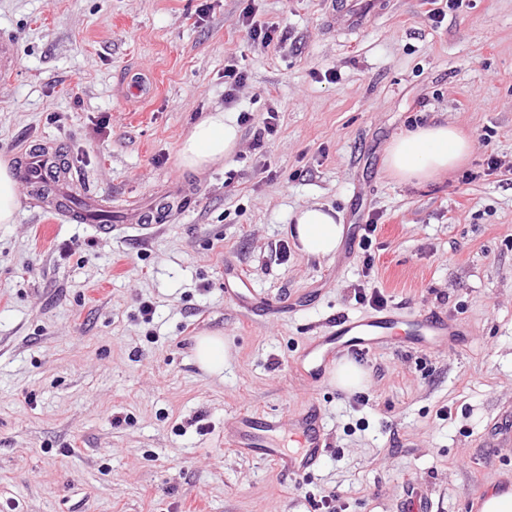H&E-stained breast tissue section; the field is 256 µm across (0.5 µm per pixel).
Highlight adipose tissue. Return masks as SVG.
I'll return each mask as SVG.
<instances>
[{"instance_id": "ef3b65f1", "label": "adipose tissue", "mask_w": 512, "mask_h": 512, "mask_svg": "<svg viewBox=\"0 0 512 512\" xmlns=\"http://www.w3.org/2000/svg\"><path fill=\"white\" fill-rule=\"evenodd\" d=\"M239 142L234 118L217 111L193 126L182 143L179 160L182 167L201 171L233 156ZM471 150V141L456 125L434 121L397 135L387 149V165L400 181L421 184L459 167ZM292 233L303 255L327 258L338 249L344 226L335 210L312 203L297 211Z\"/></svg>"}]
</instances>
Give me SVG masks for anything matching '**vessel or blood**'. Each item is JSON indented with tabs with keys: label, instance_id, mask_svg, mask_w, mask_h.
<instances>
[{
	"label": "vessel or blood",
	"instance_id": "vessel-or-blood-1",
	"mask_svg": "<svg viewBox=\"0 0 512 512\" xmlns=\"http://www.w3.org/2000/svg\"><path fill=\"white\" fill-rule=\"evenodd\" d=\"M18 68L19 57L14 42L1 38L0 79L11 77ZM52 166L65 175L70 171L67 162L61 158L30 152L19 179L22 193L33 194L37 181ZM69 185L66 178L61 181L53 214L81 223L88 211L106 206V197L91 194L84 195L83 206H70L67 201ZM168 216V211L148 207L140 212L134 229L141 238H149L158 225L166 223ZM224 296L250 317L274 316L284 310L283 305L254 294L246 287L240 272L231 267L224 270ZM459 334V326L453 320L409 314L396 308L362 316H345L300 350L292 359V367L307 387L315 390L332 377L339 364L353 356L399 342L421 349H446L455 344ZM224 445L239 455L259 454L282 475L302 478L312 473L327 448L323 415L314 405L295 412L285 421L274 416L241 412L225 427Z\"/></svg>",
	"mask_w": 512,
	"mask_h": 512
}]
</instances>
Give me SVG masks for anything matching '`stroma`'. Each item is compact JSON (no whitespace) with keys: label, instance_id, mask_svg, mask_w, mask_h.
<instances>
[{"label":"stroma","instance_id":"obj_1","mask_svg":"<svg viewBox=\"0 0 512 512\" xmlns=\"http://www.w3.org/2000/svg\"><path fill=\"white\" fill-rule=\"evenodd\" d=\"M331 2L0 0L20 58L0 82V161L57 148L119 226L106 236L25 200L0 224V512H324L329 494L341 512H401L411 482L433 512H470L473 488L512 469L495 433L512 411V0H459L439 24L421 0H382L355 34L336 32ZM246 9L270 45L248 42ZM231 68L248 78L228 103ZM138 75L151 100L123 97ZM271 107L278 130L255 145ZM218 108L254 122L231 159L183 168V138ZM437 116L471 140L465 163L421 185L393 178L388 145ZM175 174L195 199L137 237L130 212ZM317 202L346 227L322 260L289 233ZM228 264L286 312L249 319L226 302ZM360 288L457 319V345L386 347L365 355L360 393L309 391L289 359L369 313ZM206 330L230 353L218 375L195 360ZM311 402L330 449L307 479L225 448L239 411Z\"/></svg>","mask_w":512,"mask_h":512}]
</instances>
